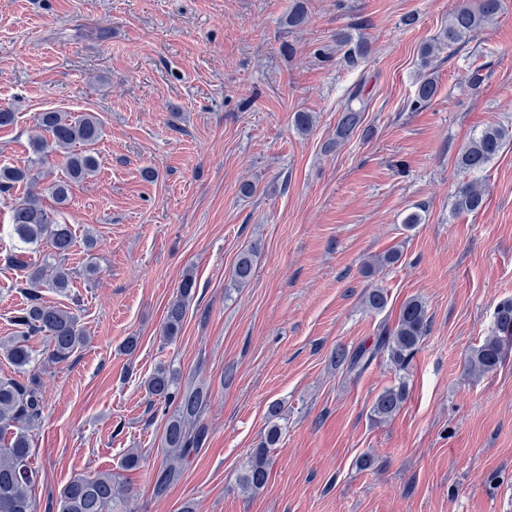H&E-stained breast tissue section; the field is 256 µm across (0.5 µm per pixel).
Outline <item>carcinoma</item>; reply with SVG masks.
<instances>
[{
  "instance_id": "obj_1",
  "label": "carcinoma",
  "mask_w": 512,
  "mask_h": 512,
  "mask_svg": "<svg viewBox=\"0 0 512 512\" xmlns=\"http://www.w3.org/2000/svg\"><path fill=\"white\" fill-rule=\"evenodd\" d=\"M501 10L502 0H477L473 6L456 9L448 18V26L433 42L423 46L422 67L430 65L436 48H453L465 43L497 19ZM337 41L347 47L344 60L348 66L357 67L367 54L366 42L361 38L355 41L348 33L339 34ZM436 92L434 79L422 78L417 84L412 107L425 106ZM367 107L361 86H353L329 148L351 138L361 127ZM36 129L23 165L0 168V196H10L20 185L30 186L44 179L46 190L55 202L66 205L71 200L73 185L98 173L96 145L103 137V123L93 112L74 116L69 112L47 110L37 116ZM504 139L505 133L497 123H487L461 150L457 166L470 173L483 171L503 149ZM60 150L64 151L66 163L58 176L46 168V164L47 157ZM483 205L484 191L476 182L469 181L458 188L454 202L457 211L475 213ZM12 224L22 244L21 254L14 256V262L25 272V283L21 287L25 304L15 317L20 335L0 342V351L22 373V378L0 377V512H36L34 490L40 475L32 459L31 432L42 421L45 399L41 374L34 370L37 350L33 343L40 337L47 338L45 363L60 366L87 343L88 336L76 309L50 305L41 296L43 288L66 294L72 287L73 271L65 264L75 245L69 225L58 223L40 198L29 191L13 199ZM29 251L39 253L40 257L25 260V253ZM255 257L252 248L241 252L231 274L234 286L242 288L251 281ZM194 294V276L188 272L181 281L178 295L166 310L163 324L166 341L173 342L178 337L187 304ZM364 303L371 310L381 311L387 306L388 297L383 289L371 288L364 295ZM495 325L496 334L486 337L468 356L467 368L475 374L492 372L504 360L505 340L512 337V299L497 307ZM427 329L424 303L410 298L402 304L395 325L383 327L375 337L372 349L359 347L351 351L340 346L335 350L334 363L351 372L364 368L374 355L385 353L394 367L403 370L417 353ZM145 388L163 407L165 461L155 474L152 486L154 497L162 499L181 480L187 462L197 455L207 439L204 419L211 395L203 385L183 387L180 371L165 364L155 368L145 381ZM405 399L404 383L388 387L376 396L372 413L379 420H388L401 409ZM282 419L281 403H271L264 437L239 478L242 491L249 495L258 494L268 483L270 452L278 447L283 437ZM129 502L130 489L112 473L101 472L70 480L59 492L56 512H130Z\"/></svg>"
}]
</instances>
